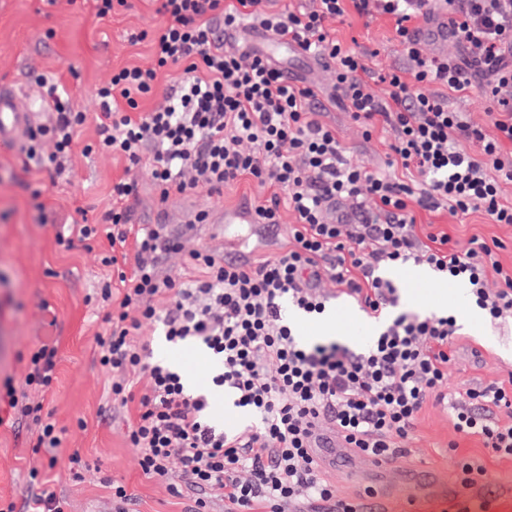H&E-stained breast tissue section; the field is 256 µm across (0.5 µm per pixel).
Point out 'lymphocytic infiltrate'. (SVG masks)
<instances>
[{
  "label": "lymphocytic infiltrate",
  "mask_w": 512,
  "mask_h": 512,
  "mask_svg": "<svg viewBox=\"0 0 512 512\" xmlns=\"http://www.w3.org/2000/svg\"><path fill=\"white\" fill-rule=\"evenodd\" d=\"M157 2L162 24L132 37L149 43V65L119 68L96 91L97 149L133 166L149 162L159 201L174 190L218 193L247 179L268 191L255 202L257 223H281L287 211L294 222L279 250L261 259L227 263L207 249L193 251L195 275L187 280L160 270L163 254L180 246L167 225L133 224L131 179L113 181L103 223L56 232L67 249L77 241L108 243L99 261L110 275L94 294L110 325L98 359L111 373L108 399L134 409L125 437L143 474L177 496L196 490L190 512H208L215 497L223 498L224 512H294L309 502L362 512L361 503L337 498L321 472L312 450L319 422L330 421L360 455L386 461L403 451L431 401L444 404L458 436L480 439L489 458L512 460V423L493 414L512 411V381L462 395L443 391L461 334L454 316L400 314L353 351L337 342L309 345L282 314L286 303L313 317L325 313L327 297L309 282L327 258V274L341 293L375 318L396 302L380 266L412 262L467 284L490 323L512 319V266L503 265L496 245L475 237L469 248L457 249L447 232L427 231L415 216L419 208H445L512 224V201L501 193L502 184L512 183V101L500 96L512 88V0H447L448 30L484 71L482 94L498 104L488 129L449 110L448 92L471 86L466 67L428 56L412 25L436 0H311L282 13L269 12L267 0ZM352 12L394 19L408 71L374 74L365 54L337 40L329 22ZM247 22L332 63L352 118L369 133L394 131L386 171L351 163L335 127L314 119L312 88L289 81L268 56L225 46V31ZM174 66L182 76L164 104L143 110V99ZM46 88L56 119L30 131L27 157L47 159L60 176L86 115L56 83ZM45 140L53 145L46 157ZM397 168L412 179L399 180ZM332 200L354 201L368 223L327 221ZM129 250L136 262L126 270L118 257ZM145 321L160 323L168 342L194 341L210 351L213 390L247 418L239 431L214 423L210 392L191 389L175 366L150 357L139 338ZM58 353L56 340L39 342L24 357L22 384L0 381V403L26 424L37 459L28 472L30 512H65L63 501L43 487L44 467L56 463L65 434L44 410L57 382ZM174 458L181 464L175 478Z\"/></svg>",
  "instance_id": "lymphocytic-infiltrate-1"
}]
</instances>
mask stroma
Returning a JSON list of instances; mask_svg holds the SVG:
<instances>
[{"label": "stroma", "instance_id": "1", "mask_svg": "<svg viewBox=\"0 0 512 512\" xmlns=\"http://www.w3.org/2000/svg\"><path fill=\"white\" fill-rule=\"evenodd\" d=\"M129 2V8L97 21L80 0H0V82L34 85L42 77L55 79L70 94L74 106L87 115L78 131L79 142H94L97 88L114 69L147 64L148 43H131L129 36L161 21L151 0ZM336 36L366 54L372 68L407 64L393 23L386 17L367 21L346 17L337 23ZM298 83L315 88L321 104L319 118L335 127L353 164L369 171L385 168L388 133L364 139L337 97L331 69L308 67ZM23 159V146L0 145V377L20 379L24 374L20 353L39 338L58 340V381L46 408L58 426L65 428L66 447L79 449L85 467L79 476H72L66 457H59L48 476V487L67 501L68 512H112V490L106 484L110 478L124 483L134 512H186L192 492L177 497L166 485L145 478L137 454L125 440V412L105 396L109 374L96 359L97 339L107 328L105 312L86 301L104 273L97 253L80 243L64 249L57 245L55 231L71 223L80 208L89 222L102 221L111 206L112 181L130 176L137 185L129 200L137 220L150 224L165 217L171 232L183 239L182 251L166 255L163 272L186 277L191 273L188 251L206 248L223 255L228 231L238 237L241 251L268 254L276 250V241L262 225L226 227L219 222L225 206L245 196L261 198L266 191L241 182L220 193L201 188L174 192L161 206L145 166L128 168L121 156L75 152L68 172L60 177L48 167L26 169ZM41 201L46 204L42 210L37 207ZM199 211L206 212V222L187 228V221ZM415 214L419 223L435 224L463 246L474 236L499 240L502 263H512V224L491 223L480 212L454 217L419 208ZM411 272L408 266L393 273L380 268V275H391L399 290L398 302L388 308L387 317L436 309L433 284L412 290ZM322 287L332 296L327 312L336 321V337L352 350L362 349L367 338L380 329L381 320L337 295L330 281H323ZM459 324L464 335L448 366L447 391L461 393L479 383L511 377L512 323L492 325L483 319L463 318ZM169 352L170 362L186 366L192 386L207 390L213 369L208 355L191 344L170 346ZM81 419L86 429L78 428ZM452 439L459 442L458 452L448 449ZM461 452L482 456L486 450L479 441L457 439L447 410L431 402L415 425L407 453L393 458L391 464L396 468L426 464L451 478ZM31 462L26 425L1 427L0 499L22 503ZM480 486L484 496L495 499L496 512H512V461H487Z\"/></svg>", "mask_w": 512, "mask_h": 512}]
</instances>
